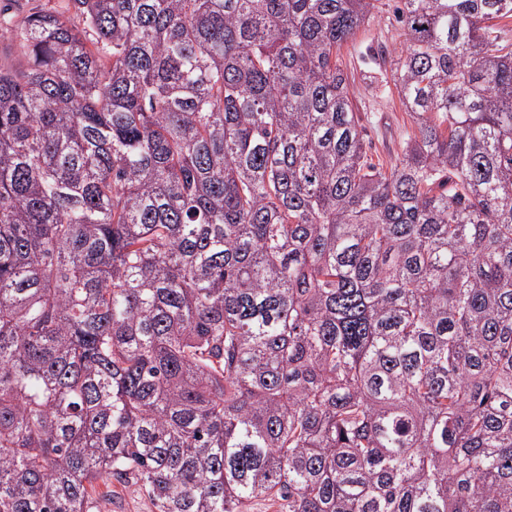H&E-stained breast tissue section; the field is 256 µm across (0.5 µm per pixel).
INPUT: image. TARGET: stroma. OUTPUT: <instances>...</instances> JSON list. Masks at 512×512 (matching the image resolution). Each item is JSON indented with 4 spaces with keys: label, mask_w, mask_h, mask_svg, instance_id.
Segmentation results:
<instances>
[{
    "label": "stroma",
    "mask_w": 512,
    "mask_h": 512,
    "mask_svg": "<svg viewBox=\"0 0 512 512\" xmlns=\"http://www.w3.org/2000/svg\"><path fill=\"white\" fill-rule=\"evenodd\" d=\"M401 49L395 18L386 8L338 52L366 129L367 155L373 163L386 166L401 155L405 135L412 129L394 85V62ZM97 491L106 495L109 512H158L136 486L113 481L98 485Z\"/></svg>",
    "instance_id": "35a3bbf8"
}]
</instances>
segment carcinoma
<instances>
[{"label": "carcinoma", "instance_id": "obj_1", "mask_svg": "<svg viewBox=\"0 0 512 512\" xmlns=\"http://www.w3.org/2000/svg\"><path fill=\"white\" fill-rule=\"evenodd\" d=\"M0 69V512H512V0H70ZM398 33L391 7L385 5L338 52L360 123L366 129L367 155L384 167L401 155L406 132L413 128L394 85L393 64L402 49ZM369 48L378 55L381 72L368 59ZM99 494H107L106 512H158L153 501L137 489V486L120 483L112 478V482L97 486Z\"/></svg>", "mask_w": 512, "mask_h": 512}]
</instances>
